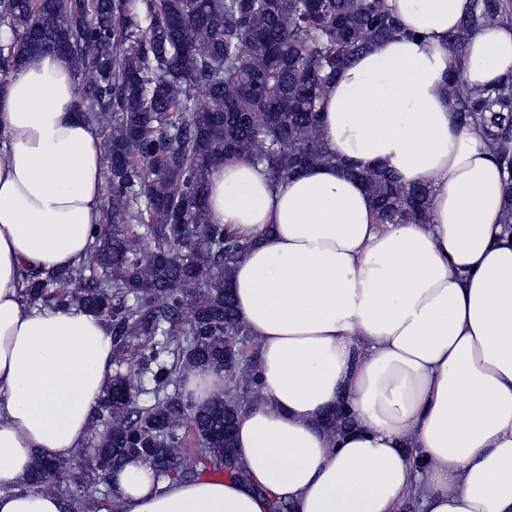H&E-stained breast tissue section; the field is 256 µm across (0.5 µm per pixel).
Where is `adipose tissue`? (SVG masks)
Wrapping results in <instances>:
<instances>
[{
	"instance_id": "ef3b65f1",
	"label": "adipose tissue",
	"mask_w": 512,
	"mask_h": 512,
	"mask_svg": "<svg viewBox=\"0 0 512 512\" xmlns=\"http://www.w3.org/2000/svg\"><path fill=\"white\" fill-rule=\"evenodd\" d=\"M401 36L337 73L323 101L335 163L272 181L241 158L209 179L214 223L249 237L231 289L259 343L262 397L235 431L243 478L161 480L130 461L119 512H512V233L504 174L448 97V35L472 0H387ZM469 86L512 76V28L469 41ZM427 184L422 224H380L355 169ZM105 160L72 64L45 53L0 83V512H63L23 484L73 458L113 375L108 324L30 305V272L73 265L102 220ZM355 418L320 426L338 402Z\"/></svg>"
}]
</instances>
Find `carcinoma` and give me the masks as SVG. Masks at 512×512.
<instances>
[{"instance_id":"cac0c4a2","label":"carcinoma","mask_w":512,"mask_h":512,"mask_svg":"<svg viewBox=\"0 0 512 512\" xmlns=\"http://www.w3.org/2000/svg\"><path fill=\"white\" fill-rule=\"evenodd\" d=\"M0 0V74L55 53L89 76L84 119L102 133L109 167L103 218L77 265L25 279L29 302L104 319L116 364L93 422L96 477L35 456L26 488L56 485L65 512H83L129 460L158 476L242 478L233 435L262 397L256 344L228 281L250 240L212 222L211 169L234 158L275 180L335 158L324 147L321 100L339 67L400 33L386 0ZM512 17V0H473L448 35L454 57L478 31ZM461 124L475 128L507 174L502 224L512 230V78L473 88L449 81ZM380 224L421 223L430 187L386 168L361 171ZM222 371L224 389L197 402L194 371ZM342 403L325 419L351 428Z\"/></svg>"}]
</instances>
